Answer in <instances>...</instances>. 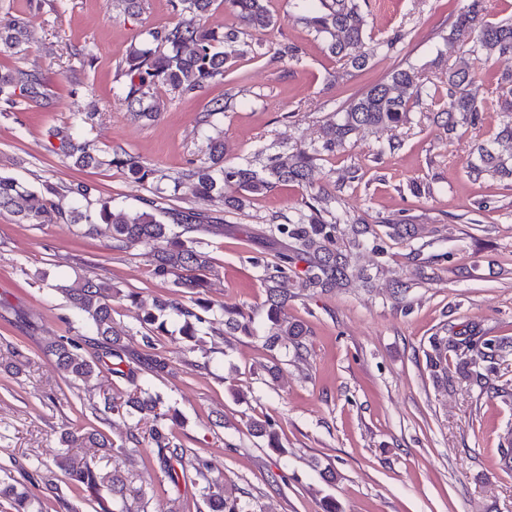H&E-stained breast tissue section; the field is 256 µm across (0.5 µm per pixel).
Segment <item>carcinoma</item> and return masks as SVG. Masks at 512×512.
<instances>
[{"mask_svg":"<svg viewBox=\"0 0 512 512\" xmlns=\"http://www.w3.org/2000/svg\"><path fill=\"white\" fill-rule=\"evenodd\" d=\"M214 2L178 0L175 8L181 20L172 27L148 29L147 39L129 51L121 74L125 77L122 92L131 118L146 122L157 117L159 105L146 102L154 89L170 88L187 96L210 84L224 82L237 58L249 55L253 59L269 56L280 61L299 60L301 49L294 43L283 42L272 48L263 42L247 41L250 33L266 32L276 25L269 0H224V7L236 17L238 25L222 34L204 30L197 24V18L207 14ZM292 5L299 10L298 21L314 38L322 40L328 53L343 65L331 74L333 79L343 77L348 66L355 70L367 66L368 57L361 47L367 38L368 21L360 0H292ZM459 36L469 40V47L448 66L446 107L440 113L446 115L450 135L459 126L476 125L479 114L486 110L503 113V122L492 145L476 146L478 162L470 165V172L511 181L512 70L491 76L495 84L494 96L486 101H477L468 88L477 78L470 57L512 56V19L489 21L486 0H467L465 6L450 15L448 38ZM29 40L30 30L24 13L0 3V54L18 53ZM46 98V82L41 74L25 70L0 72V104L7 109L18 110ZM438 103L436 93L424 82L419 71L408 66L393 70L343 105L336 112V119L321 127L319 145L311 151L296 147L268 155L258 167L250 162L226 165L224 143L213 138L209 140L207 160L182 172L173 185L175 194L186 186L194 195L214 202L213 210L173 212L155 199L143 200V209L130 210L101 199L93 211L74 208L67 215L49 199L51 186L33 189L11 175L0 173V213H10L22 224H53L66 218L73 223L83 221L92 235L128 248L145 249L153 259L154 274L158 277L170 278L180 288L200 291L207 287V280L201 273L212 269V261L190 233L208 232L215 225L225 223L221 214L242 210L250 197L264 193L276 183L310 186L311 172L319 156L345 149L371 128H400L410 123L413 107H434ZM50 137L59 141L58 150L70 158L74 166L101 164L99 157L90 151V145L74 141L69 131L54 129ZM110 163L126 167L138 181H146L155 174L154 169L130 155L115 156ZM339 190L336 185L322 186L308 195L302 207L275 217L262 228L267 239L281 245L274 259L254 261L266 292L269 327L265 345L270 350L287 343L298 353L304 348L306 336L310 335L304 322L288 317L291 295L284 283L292 280L308 292L348 288L355 277L371 279L367 269L357 266L360 251L378 257L376 270L383 272L385 266L381 258L387 255L385 239L409 242L417 235L416 225L394 219L382 221L381 235L369 230L361 219L336 208ZM184 271H198L200 275L185 279ZM58 289L97 336V352L93 355L86 354L79 337H59L49 348L58 368L82 382L99 376L103 368L117 377H131L132 371L122 368L126 363L122 340L127 332L112 318V284L85 277L60 285ZM129 298L142 310L143 324L162 332L167 329L168 319L173 317L179 323L180 335L188 342H198V336L217 312L224 316L225 329L247 336L253 333L251 319L239 308L222 304L216 307L201 298L195 301L194 310L167 299L157 300L148 307L134 294ZM503 353L504 345L497 338L475 326L452 338L432 336L424 351L427 367L436 379L446 384L452 382L449 358H454L466 377L480 383L496 370V361ZM146 366L154 377L173 374L172 361L162 352L147 355ZM94 411L96 419L102 423L135 416L134 428L142 423L147 425L148 436L158 448L160 470L171 483L205 481L199 488L201 512H252L234 490L207 481L205 472L210 470L207 461L187 458L183 449L174 443L172 426L179 422L180 416L176 410L164 407L159 395L137 384L135 393L127 399L117 401L105 396ZM250 430L258 437L267 438L268 447L281 450L270 420L251 421ZM62 445L53 464L40 459L31 463L36 476L55 489V471L58 470L71 486L91 496L97 497L101 490H106L109 498L102 505L103 512H132L128 504V480L123 471L115 468L103 474L93 459L69 453L71 448L122 451L124 445L115 444L98 429L67 432ZM0 499L8 502L12 512H34L35 501L31 494L3 480H0Z\"/></svg>","mask_w":512,"mask_h":512,"instance_id":"carcinoma-1","label":"carcinoma"}]
</instances>
